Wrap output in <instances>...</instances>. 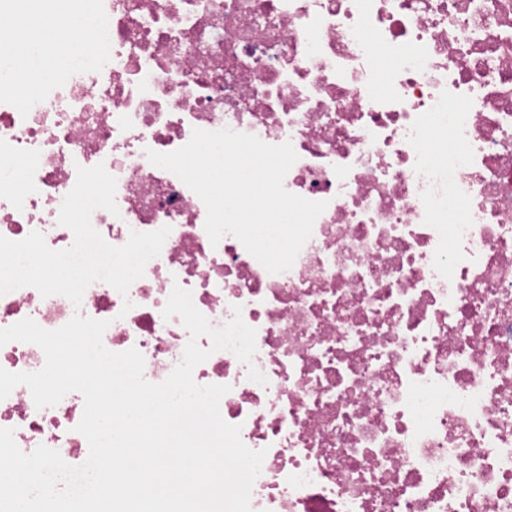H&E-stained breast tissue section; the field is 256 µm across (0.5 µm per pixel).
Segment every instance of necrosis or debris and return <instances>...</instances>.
<instances>
[{"mask_svg":"<svg viewBox=\"0 0 512 512\" xmlns=\"http://www.w3.org/2000/svg\"><path fill=\"white\" fill-rule=\"evenodd\" d=\"M34 8L86 41L26 44L49 63L36 82L11 50ZM0 86L1 236L70 247L62 201L99 163L117 180L118 214L91 216L107 243L171 229L127 294L98 281L77 307L23 287L0 329L108 321L105 347L138 348L158 383L189 339L162 316L173 286L216 327L241 306L266 384L228 351L193 378L229 386L222 417L265 453L252 512H512V0H0ZM196 128L292 144L285 188L327 207L289 270L211 244L200 198L148 161ZM83 410L20 385L0 428L77 466Z\"/></svg>","mask_w":512,"mask_h":512,"instance_id":"4bbe7bcc","label":"necrosis or debris"}]
</instances>
